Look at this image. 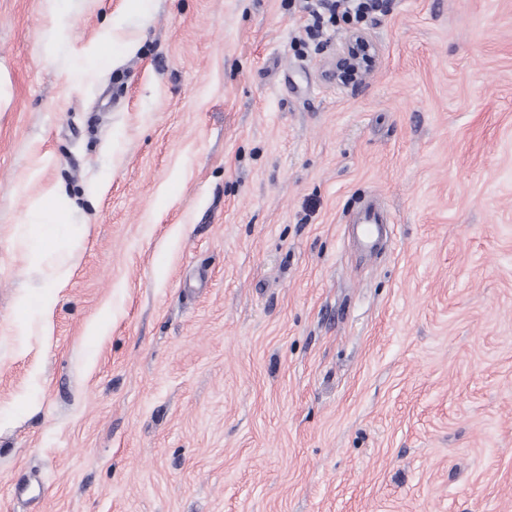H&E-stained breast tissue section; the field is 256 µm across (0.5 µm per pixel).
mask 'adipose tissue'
I'll use <instances>...</instances> for the list:
<instances>
[{
  "label": "adipose tissue",
  "mask_w": 512,
  "mask_h": 512,
  "mask_svg": "<svg viewBox=\"0 0 512 512\" xmlns=\"http://www.w3.org/2000/svg\"><path fill=\"white\" fill-rule=\"evenodd\" d=\"M118 40L113 29L102 31L97 40L88 48L84 58L70 71L74 85L84 84L95 74L108 70L114 62L112 50ZM73 203L60 185L51 183L44 187L39 199L28 209L22 222L28 228L25 241V254L34 269H41L48 255H56L57 261L52 266L46 291L34 296H23L22 308H36L49 312L61 288L66 287L69 276V261L72 248L68 243L53 238L47 230L48 225H67L71 222Z\"/></svg>",
  "instance_id": "obj_1"
}]
</instances>
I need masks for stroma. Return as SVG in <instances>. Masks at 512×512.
I'll return each mask as SVG.
<instances>
[{"label": "stroma", "instance_id": "1", "mask_svg": "<svg viewBox=\"0 0 512 512\" xmlns=\"http://www.w3.org/2000/svg\"><path fill=\"white\" fill-rule=\"evenodd\" d=\"M305 20L73 0L49 54L0 0V512H512V0H386L346 86ZM37 166L75 201L45 317ZM120 45L112 28L105 29L97 40L88 48L84 58L74 65L70 71V79L74 85H82L95 74L108 70L114 62L112 49ZM388 224L386 215L372 206H366L354 215L348 230L363 250L371 252Z\"/></svg>", "mask_w": 512, "mask_h": 512}]
</instances>
